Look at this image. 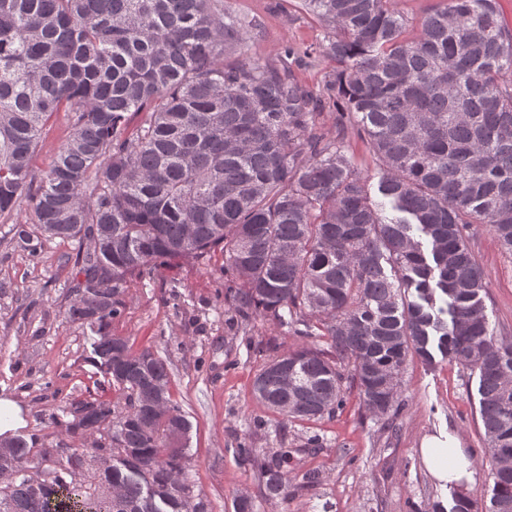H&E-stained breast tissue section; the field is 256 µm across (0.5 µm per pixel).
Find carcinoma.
<instances>
[{
	"mask_svg": "<svg viewBox=\"0 0 512 512\" xmlns=\"http://www.w3.org/2000/svg\"><path fill=\"white\" fill-rule=\"evenodd\" d=\"M327 29L321 89L271 61L224 62L252 23L224 0H0V216L22 204L34 234L78 241L82 279L68 319L93 331V364L125 407L80 402L64 457L8 443L18 475L0 512H86L97 486L112 512H184L191 424L170 398L165 359L107 331L127 277L224 253L231 320L276 321L303 345L253 382L289 421L333 416L356 393L396 417L407 361L436 357L477 375L483 448L493 464L484 512H512V341L490 327L488 284L470 247L486 227L512 254V26L498 0H438L419 19L397 0H303ZM330 111L325 128L321 117ZM68 136L48 169L33 159L59 115ZM363 135L378 169L347 155ZM237 456L288 502L286 448ZM112 457L103 472L98 459ZM429 512H479L452 488ZM346 145L348 146L349 155H352L353 161L357 169L364 175H367L368 177L372 178L370 183L371 193L372 196L376 197V165L363 141L357 137L356 130L353 127H349L348 129Z\"/></svg>",
	"mask_w": 512,
	"mask_h": 512,
	"instance_id": "obj_1",
	"label": "carcinoma"
}]
</instances>
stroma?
I'll return each mask as SVG.
<instances>
[{"label":"stroma","instance_id":"35a3bbf8","mask_svg":"<svg viewBox=\"0 0 512 512\" xmlns=\"http://www.w3.org/2000/svg\"><path fill=\"white\" fill-rule=\"evenodd\" d=\"M224 5L253 24L249 40L227 53L226 62L265 61L284 45L305 50L324 39L302 0ZM28 217L23 209L0 217V397L21 409L24 424L15 437L52 448L68 439L64 407L123 398L90 361L95 333L67 318L78 280L76 242L44 239L29 251L12 231ZM470 245L487 277L491 324L512 339V255L483 227L474 228ZM223 267L218 252L129 278L124 311L109 327L133 350L148 347L167 361L171 398L191 424L188 482L209 512H234L242 494L254 500L257 512H424L433 499L450 495L448 483L423 461L421 448L430 438L458 440L474 461L465 492L475 499L486 494L492 463L482 448L477 382L456 365L409 361L402 384L406 406L392 428L366 413L354 395L336 416L315 421L291 422L257 405L251 385L270 355L268 342L294 348L299 341L271 321L244 329L229 324ZM315 433L323 439L317 451L304 446ZM247 435L259 449H292L288 502L263 499L250 466L238 460L236 445ZM312 470L320 481L304 486Z\"/></svg>","mask_w":512,"mask_h":512}]
</instances>
